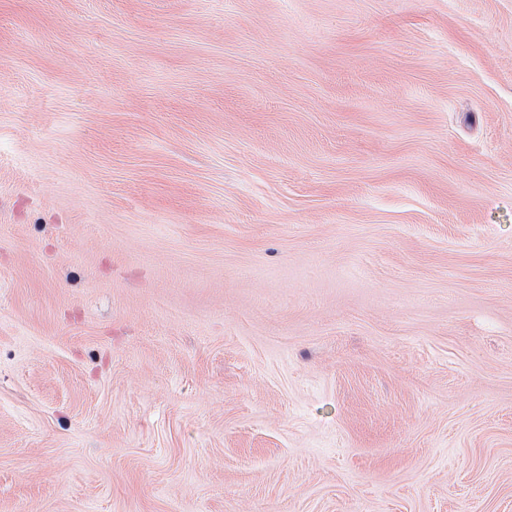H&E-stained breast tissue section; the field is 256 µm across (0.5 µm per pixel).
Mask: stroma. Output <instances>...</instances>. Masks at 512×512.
<instances>
[{
	"mask_svg": "<svg viewBox=\"0 0 512 512\" xmlns=\"http://www.w3.org/2000/svg\"><path fill=\"white\" fill-rule=\"evenodd\" d=\"M0 512H512V0H0Z\"/></svg>",
	"mask_w": 512,
	"mask_h": 512,
	"instance_id": "1",
	"label": "stroma"
}]
</instances>
